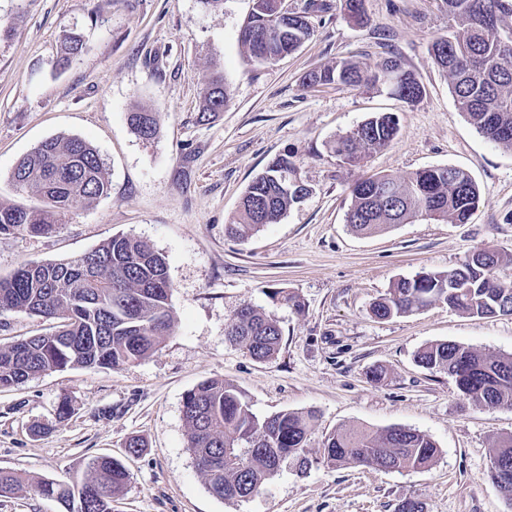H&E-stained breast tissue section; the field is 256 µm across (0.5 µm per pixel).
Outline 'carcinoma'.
<instances>
[{"label": "carcinoma", "mask_w": 512, "mask_h": 512, "mask_svg": "<svg viewBox=\"0 0 512 512\" xmlns=\"http://www.w3.org/2000/svg\"><path fill=\"white\" fill-rule=\"evenodd\" d=\"M273 0H258L257 9L240 31L252 61L266 64L297 50L312 34L306 16L280 18ZM448 16L462 29L432 41L435 65L450 80L456 105L484 138L512 150V0H445ZM280 26V41L266 46V27ZM306 86L339 84L351 88L390 87L408 102L422 96V86L402 69L394 56L374 71L348 59L307 74ZM229 90L215 71L201 92L200 119L224 111ZM129 122L143 140L157 134L156 113L140 108ZM362 132L338 137L336 156L358 163L387 147L398 133L396 117H373ZM11 182L36 196L41 205L26 207L0 202V235H49L66 213L90 205L108 191L103 163L88 141L52 137L19 160ZM479 188L464 170L452 166L423 168L407 178L375 175L356 182L346 222L363 234L423 212L454 224L466 223L479 202ZM306 197L304 182L282 156L249 184L236 220L225 234L244 239L284 214ZM95 262L31 261L0 278V312L18 311L56 323L51 334L30 336L0 345V389L16 386L46 372L69 367L117 369L149 357L173 328L171 284L167 262L147 241L124 234L89 251ZM506 264L497 252L485 263L469 258L446 272H419L395 281L371 306L379 320L412 313L435 303L472 316L506 314L512 306V280L496 270ZM226 339L243 347L257 361L279 351V321L252 306L237 311ZM417 363L446 370L459 391L475 404L495 409L512 406V354L489 355L460 344L439 341L420 349ZM187 447L208 490L224 501H242L261 492L264 483L289 460L303 472L312 464L308 446L316 412L281 411L259 417L246 395L222 379L209 378L183 399ZM438 448L426 434L393 426L381 432L338 428L322 441L321 460L331 467L368 466L385 471L428 468ZM489 473L503 496L512 502V435L495 441ZM129 480L124 464L112 457L89 460L83 478L69 483L42 480L35 484L23 473L0 471V496L31 488L62 504L65 512H112V501Z\"/></svg>", "instance_id": "obj_1"}]
</instances>
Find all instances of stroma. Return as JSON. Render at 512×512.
Listing matches in <instances>:
<instances>
[{
  "label": "stroma",
  "mask_w": 512,
  "mask_h": 512,
  "mask_svg": "<svg viewBox=\"0 0 512 512\" xmlns=\"http://www.w3.org/2000/svg\"><path fill=\"white\" fill-rule=\"evenodd\" d=\"M309 2L288 7L307 14L311 38L258 64L239 40L251 0L216 9L202 0H0V201L31 204L10 175L51 137L90 142L110 181L107 195L72 209L53 234L0 235V276L32 260L76 259L123 233L165 257L174 315L172 334L145 360L72 367L0 390V470L67 481L83 477L94 457L121 460L130 480L112 512H397L408 498L426 512H512L488 475L494 441L512 434V408H482L447 372L415 361L435 341L512 354V315L471 316L441 303L389 320L370 313L398 278L448 271L484 247L512 257V150L476 132L433 63L429 46L448 32L443 0H363L361 24L345 0H323L320 9ZM72 32L83 48L65 62L61 46ZM392 55L421 83L417 102L383 85L302 84L339 58L369 69ZM216 69L230 99L204 121L200 93ZM142 106L157 114L150 141L127 120ZM384 113L398 119L390 146L342 163L333 140ZM283 155L310 195L249 238L227 237L242 193ZM448 165L479 187L468 223L415 218L372 235L347 224L355 182ZM279 289L298 295L301 309L273 299ZM247 304L282 327L269 361L224 336ZM51 327L2 312L0 345ZM377 365L386 370L378 383L369 378ZM208 378L237 386L260 416L316 411L307 472L288 463L248 500L213 496L182 414L185 393ZM342 426L412 428L439 454L422 470L331 468L319 459L321 443ZM132 436L146 443L136 457L126 449Z\"/></svg>",
  "instance_id": "1"
}]
</instances>
